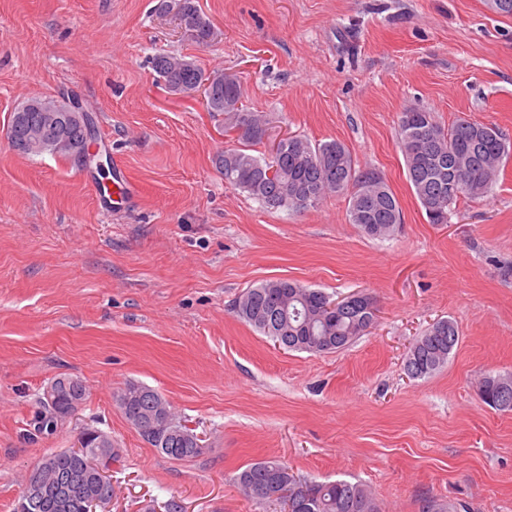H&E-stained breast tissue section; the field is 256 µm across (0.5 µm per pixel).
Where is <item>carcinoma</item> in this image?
<instances>
[{
    "instance_id": "carcinoma-1",
    "label": "carcinoma",
    "mask_w": 512,
    "mask_h": 512,
    "mask_svg": "<svg viewBox=\"0 0 512 512\" xmlns=\"http://www.w3.org/2000/svg\"><path fill=\"white\" fill-rule=\"evenodd\" d=\"M158 14L178 15L192 40L206 43L214 28L198 0H158ZM158 79L172 91L182 88L186 96L200 86L207 98V111L223 117L224 135L237 142L215 159L224 182L246 192L269 210L292 211L315 208L332 194L349 196V221L372 238H387L402 223L400 202L385 179L374 169L358 170L349 149L336 140L313 143L292 135L272 144L266 156L255 155V147L269 139L270 121L244 103V89L235 74L206 72L184 55L159 51L151 59ZM52 98L32 97L12 115L8 138L12 148L25 156L52 155L69 158L70 150L86 144L88 128L55 108ZM398 148L406 166L414 195L431 224L448 223V213L462 198L483 197L502 167L512 158L501 132L490 125L460 119L446 128L433 113L409 108L398 123ZM457 179L448 192V182ZM328 295L297 281L276 278L245 289L234 301L232 311L280 347L309 353L341 350L364 335L377 321L376 308L365 294L351 295V301L329 310ZM459 342V331L449 319L428 328L409 348L405 370L413 378L436 373L447 362ZM495 376L483 377L481 398L490 407L500 406ZM52 392L43 394L39 404L41 432L51 433L61 422L57 414L69 393L54 380ZM124 418L135 429L144 428L142 418L153 405L168 406L156 390L129 384L115 397ZM191 429L179 423L167 427L158 439H147L156 450L174 460H189L203 454L190 437ZM55 459L54 481L89 479L102 463L95 441L83 443L81 452L62 449L49 454ZM236 484L249 498L284 495L288 512H379L370 492L348 481L317 483L303 481L288 464L277 458L254 462L236 477ZM40 512H85L84 502L74 501L61 508L56 498L43 499Z\"/></svg>"
}]
</instances>
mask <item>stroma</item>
Instances as JSON below:
<instances>
[{"label":"stroma","instance_id":"1","mask_svg":"<svg viewBox=\"0 0 512 512\" xmlns=\"http://www.w3.org/2000/svg\"><path fill=\"white\" fill-rule=\"evenodd\" d=\"M154 4L0 0V512L88 427L121 454L106 512H281L234 482L269 457L306 480L361 483L380 512L432 500L512 512V411L478 391L486 374H512V160L484 197L431 224L396 146L408 107L512 142V17L487 0H199L215 29L202 44ZM162 50L237 74L272 137L342 142L384 175L403 224L372 239L346 196L269 210L225 183L223 121L159 82ZM63 95L91 113L103 168L11 147L15 109ZM121 171L137 198L100 200ZM272 278L366 294L378 321L337 352L279 348L231 311ZM440 319L457 346L440 371L409 377L408 348ZM63 375L88 398L39 433V399ZM129 383L162 393L204 454L148 444L114 400Z\"/></svg>","mask_w":512,"mask_h":512}]
</instances>
